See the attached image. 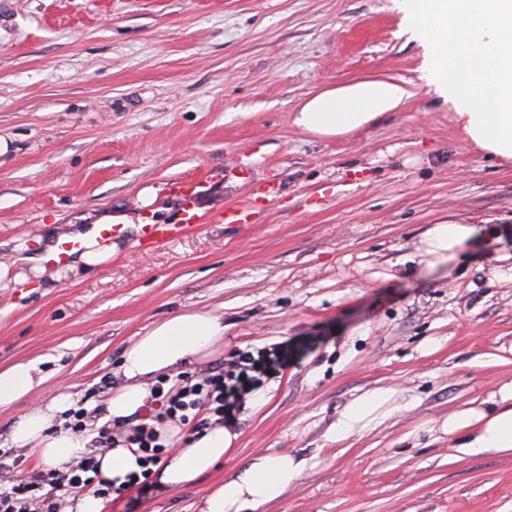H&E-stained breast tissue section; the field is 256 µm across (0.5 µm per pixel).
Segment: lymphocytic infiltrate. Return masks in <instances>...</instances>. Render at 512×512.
<instances>
[{"label":"lymphocytic infiltrate","mask_w":512,"mask_h":512,"mask_svg":"<svg viewBox=\"0 0 512 512\" xmlns=\"http://www.w3.org/2000/svg\"><path fill=\"white\" fill-rule=\"evenodd\" d=\"M287 359L288 352L282 348L247 352L217 371L185 373L173 381L160 378L152 389L150 416L127 428L124 438L138 453L142 470L127 475L117 486L96 478L99 456L116 444L112 431L93 425L82 408L74 411L71 428L92 433L93 439L80 460L28 473L21 450L0 449V512H67L71 501L89 492L115 500L132 489L147 495L152 488V471L163 464L168 453L169 443L163 433L166 424L188 425L199 433L216 423H233L243 396Z\"/></svg>","instance_id":"obj_1"}]
</instances>
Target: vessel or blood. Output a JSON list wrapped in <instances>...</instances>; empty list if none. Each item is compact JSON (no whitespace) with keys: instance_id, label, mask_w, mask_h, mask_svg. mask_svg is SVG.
Returning <instances> with one entry per match:
<instances>
[{"instance_id":"obj_1","label":"vessel or blood","mask_w":512,"mask_h":512,"mask_svg":"<svg viewBox=\"0 0 512 512\" xmlns=\"http://www.w3.org/2000/svg\"><path fill=\"white\" fill-rule=\"evenodd\" d=\"M212 178L211 171H202L191 183H178L172 188V193L180 201L182 219L177 224H140L136 229H129L125 224H100L96 232L100 240L117 241L135 234L136 246L141 253L147 254L164 243L177 240L190 230L200 220L194 211V190L203 186ZM84 249V242L81 238L70 235L57 237L49 250H46L44 257L47 265L64 266L81 253Z\"/></svg>"}]
</instances>
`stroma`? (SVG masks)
Returning <instances> with one entry per match:
<instances>
[{
    "mask_svg": "<svg viewBox=\"0 0 512 512\" xmlns=\"http://www.w3.org/2000/svg\"><path fill=\"white\" fill-rule=\"evenodd\" d=\"M402 17L396 0H0V263L22 272L34 240L105 214L179 223L170 183L215 174L179 241L143 255L130 235L103 267L0 288V368L36 359L46 377L0 412V448L62 391L105 416L138 336L207 310L224 347L186 372L272 347L288 361L264 379L265 407L239 409L222 461L156 484L136 512H200L278 452L308 467L258 512H512V456L456 458L442 429L512 388V161L476 147L422 80ZM373 77L414 96L341 137L294 125L318 91ZM250 199L248 223H225ZM442 221L483 233L434 267L423 240ZM376 388L397 410L336 436Z\"/></svg>",
    "mask_w": 512,
    "mask_h": 512,
    "instance_id": "obj_1",
    "label": "stroma"
}]
</instances>
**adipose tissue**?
Segmentation results:
<instances>
[{
    "mask_svg": "<svg viewBox=\"0 0 512 512\" xmlns=\"http://www.w3.org/2000/svg\"><path fill=\"white\" fill-rule=\"evenodd\" d=\"M405 27L424 46L422 77L457 110L467 137L480 149L512 159V0H399ZM393 78H369L319 91L296 112L294 123L319 137H339L363 128L410 98ZM471 224H435L424 240L430 265L455 259L476 234ZM224 345V323L209 311L188 310L147 330L124 352L125 378L107 401V418L123 421L152 398L151 378L190 360L202 361ZM45 381L36 361L0 369V410L30 396ZM395 392L377 388L354 399L342 412L338 435L380 424L394 411ZM71 394L18 415L10 443L30 449L46 467L80 458L87 436L65 429ZM445 432L461 434L458 457L512 455V407L469 409L450 417ZM235 434L216 424L196 435L159 473L172 488L190 483L223 459ZM307 459L289 454L256 457L208 495L202 512H256L283 497L302 477Z\"/></svg>",
    "mask_w": 512,
    "mask_h": 512,
    "instance_id": "ef3b65f1",
    "label": "adipose tissue"
}]
</instances>
